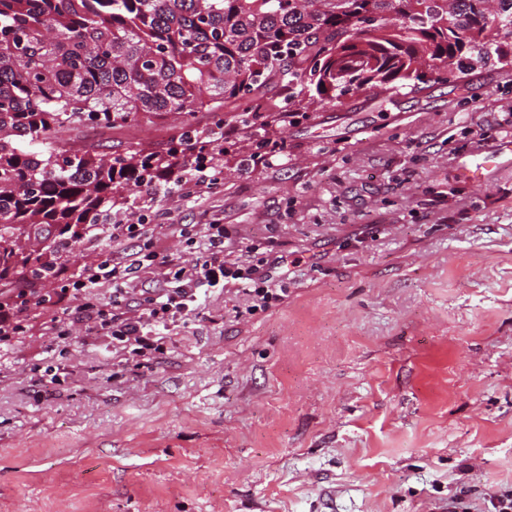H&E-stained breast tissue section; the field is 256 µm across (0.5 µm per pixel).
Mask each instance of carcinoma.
I'll use <instances>...</instances> for the list:
<instances>
[{
	"label": "carcinoma",
	"instance_id": "cac0c4a2",
	"mask_svg": "<svg viewBox=\"0 0 512 512\" xmlns=\"http://www.w3.org/2000/svg\"><path fill=\"white\" fill-rule=\"evenodd\" d=\"M512 64V0H0V281L57 277L114 194L165 187L168 158L224 143L191 122L256 98L334 103ZM182 118L166 148L101 155L65 134Z\"/></svg>",
	"mask_w": 512,
	"mask_h": 512
}]
</instances>
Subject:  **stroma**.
<instances>
[{"instance_id": "stroma-1", "label": "stroma", "mask_w": 512, "mask_h": 512, "mask_svg": "<svg viewBox=\"0 0 512 512\" xmlns=\"http://www.w3.org/2000/svg\"><path fill=\"white\" fill-rule=\"evenodd\" d=\"M224 122L205 183L112 211L139 208L186 268L203 242L180 229L224 225L283 299L212 291L140 368L25 303L0 352V512H493L512 494V166L472 183L460 165L512 141V67ZM176 125L92 138L161 149ZM268 141L280 165L245 168ZM72 247L74 273L136 243ZM50 364L67 373L52 391Z\"/></svg>"}]
</instances>
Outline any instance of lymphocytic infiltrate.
Wrapping results in <instances>:
<instances>
[{
    "instance_id": "f902f5d3",
    "label": "lymphocytic infiltrate",
    "mask_w": 512,
    "mask_h": 512,
    "mask_svg": "<svg viewBox=\"0 0 512 512\" xmlns=\"http://www.w3.org/2000/svg\"><path fill=\"white\" fill-rule=\"evenodd\" d=\"M197 234L205 245L201 258L191 268L166 271V287L143 294L132 304L127 298L131 274L158 266L159 254L147 240L146 225L137 223L135 214H128L107 225L102 235L109 243L135 236L143 238L144 244L130 264H115L106 259L84 266L52 291L41 294L34 288L17 289L18 302L33 296L37 304L52 306L53 323L80 322L87 334L109 337L116 350L128 354L137 364L150 363L163 349L162 329L189 315L205 289L238 282L246 285L258 307H268L277 299L270 289L269 275L260 266L226 259L229 242L223 225H201ZM106 286L111 287L112 296L109 302L103 303L96 292ZM18 302L14 305L0 302L1 349L25 331Z\"/></svg>"
}]
</instances>
